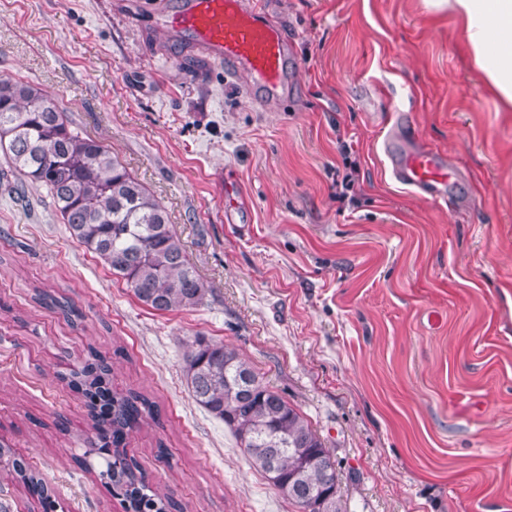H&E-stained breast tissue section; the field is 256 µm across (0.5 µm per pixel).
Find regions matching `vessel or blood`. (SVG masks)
<instances>
[{
	"mask_svg": "<svg viewBox=\"0 0 512 512\" xmlns=\"http://www.w3.org/2000/svg\"><path fill=\"white\" fill-rule=\"evenodd\" d=\"M167 27L198 53L223 63L226 75L243 78L249 99L268 102L283 91L291 60L288 34L256 0H180L167 16ZM391 163L396 181L433 198L459 177L431 148L392 152Z\"/></svg>",
	"mask_w": 512,
	"mask_h": 512,
	"instance_id": "vessel-or-blood-1",
	"label": "vessel or blood"
}]
</instances>
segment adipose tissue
<instances>
[{"label": "adipose tissue", "instance_id": "1", "mask_svg": "<svg viewBox=\"0 0 512 512\" xmlns=\"http://www.w3.org/2000/svg\"><path fill=\"white\" fill-rule=\"evenodd\" d=\"M426 10L461 24L472 64L501 102L512 108V0H423Z\"/></svg>", "mask_w": 512, "mask_h": 512}]
</instances>
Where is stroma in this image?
Segmentation results:
<instances>
[{
	"label": "stroma",
	"instance_id": "stroma-1",
	"mask_svg": "<svg viewBox=\"0 0 512 512\" xmlns=\"http://www.w3.org/2000/svg\"><path fill=\"white\" fill-rule=\"evenodd\" d=\"M177 2L0 0V75L118 155L209 288L192 311L143 305L0 155V435L57 512H122L69 384L93 347L113 388L158 407L126 439L150 485L185 512H298L194 400L183 357L203 336L307 417L346 512H512V110L459 21L422 0H258L293 41L287 90L258 105L222 64H184ZM410 132L461 170L444 197L393 178L383 142ZM340 135L358 143L352 205Z\"/></svg>",
	"mask_w": 512,
	"mask_h": 512
}]
</instances>
